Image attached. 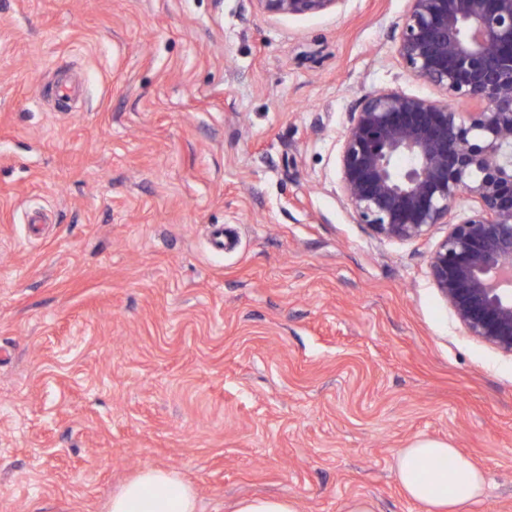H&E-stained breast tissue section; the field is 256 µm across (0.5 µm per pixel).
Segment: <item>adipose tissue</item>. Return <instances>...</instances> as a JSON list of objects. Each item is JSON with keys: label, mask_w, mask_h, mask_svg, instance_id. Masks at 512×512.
I'll list each match as a JSON object with an SVG mask.
<instances>
[{"label": "adipose tissue", "mask_w": 512, "mask_h": 512, "mask_svg": "<svg viewBox=\"0 0 512 512\" xmlns=\"http://www.w3.org/2000/svg\"><path fill=\"white\" fill-rule=\"evenodd\" d=\"M395 469L405 497L429 512H463L483 490V477L471 462L437 440L401 449ZM108 512H197V494L176 473L148 467L113 495Z\"/></svg>", "instance_id": "obj_1"}]
</instances>
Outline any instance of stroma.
Wrapping results in <instances>:
<instances>
[{"label": "stroma", "instance_id": "stroma-1", "mask_svg": "<svg viewBox=\"0 0 512 512\" xmlns=\"http://www.w3.org/2000/svg\"><path fill=\"white\" fill-rule=\"evenodd\" d=\"M405 9L0 0V512H107L146 467L199 512H426L394 468L419 439L484 474L465 512H512V356L430 281L447 225L383 239L339 199L361 97H444ZM262 13L282 16H313L337 11L345 0H251ZM234 512H297L293 500L281 497H252L237 502Z\"/></svg>", "mask_w": 512, "mask_h": 512}]
</instances>
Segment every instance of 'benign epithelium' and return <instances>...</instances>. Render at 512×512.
<instances>
[{
    "label": "benign epithelium",
    "mask_w": 512,
    "mask_h": 512,
    "mask_svg": "<svg viewBox=\"0 0 512 512\" xmlns=\"http://www.w3.org/2000/svg\"><path fill=\"white\" fill-rule=\"evenodd\" d=\"M251 2L301 17L345 0ZM397 55L451 103L400 88L363 96L340 140V201L381 238L448 225L432 283L468 335L512 356V0H407Z\"/></svg>",
    "instance_id": "7a95c632"
}]
</instances>
